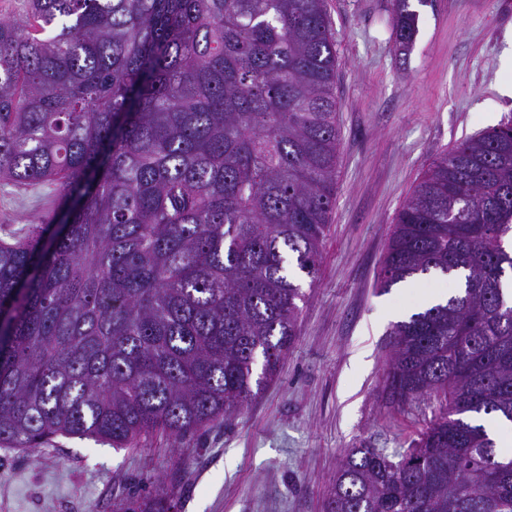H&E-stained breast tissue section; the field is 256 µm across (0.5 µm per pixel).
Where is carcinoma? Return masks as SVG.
Returning <instances> with one entry per match:
<instances>
[{
    "label": "carcinoma",
    "mask_w": 512,
    "mask_h": 512,
    "mask_svg": "<svg viewBox=\"0 0 512 512\" xmlns=\"http://www.w3.org/2000/svg\"><path fill=\"white\" fill-rule=\"evenodd\" d=\"M336 67L326 0H25L0 21V181L58 187L54 218L0 240L1 446L182 436L274 378L304 300L286 257L316 279L336 198ZM507 238L511 115L432 161L378 277L464 274L389 332L392 400L445 403L396 462L351 449L325 512H512V455L473 418L512 421Z\"/></svg>",
    "instance_id": "obj_1"
}]
</instances>
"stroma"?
Here are the masks:
<instances>
[{
	"label": "stroma",
	"instance_id": "stroma-1",
	"mask_svg": "<svg viewBox=\"0 0 512 512\" xmlns=\"http://www.w3.org/2000/svg\"><path fill=\"white\" fill-rule=\"evenodd\" d=\"M395 0H326L336 41L340 128L336 203L316 278L276 376L244 411L136 447L56 436L41 448H0V512H103L130 490L166 492L176 512H324L348 449L399 460L438 401H392L385 389L390 327L423 293L455 294L429 274L381 291L390 226L430 163L512 115L501 58L512 0H406L416 33L401 44ZM56 188L0 185V240L53 213Z\"/></svg>",
	"mask_w": 512,
	"mask_h": 512
}]
</instances>
